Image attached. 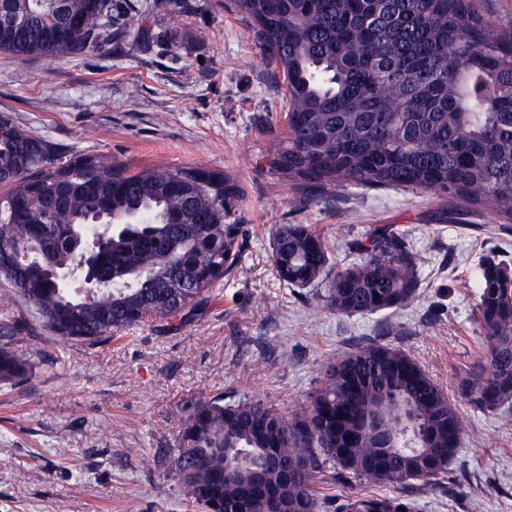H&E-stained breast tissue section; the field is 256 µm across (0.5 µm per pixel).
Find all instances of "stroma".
Returning <instances> with one entry per match:
<instances>
[{"instance_id": "1", "label": "stroma", "mask_w": 512, "mask_h": 512, "mask_svg": "<svg viewBox=\"0 0 512 512\" xmlns=\"http://www.w3.org/2000/svg\"><path fill=\"white\" fill-rule=\"evenodd\" d=\"M111 45L48 60L0 53V110L70 153L136 169L199 164L243 189L239 259L186 324L144 323L77 350L48 335L19 343L25 384H0V512H196L167 468L187 400L217 393L303 411L325 364L380 341L405 351L456 404L458 456L435 483L399 489L317 474L316 512L350 498H398L409 512H512V416L481 413L459 393L480 353L474 269L512 265V224L433 191L349 184L306 198L268 161L284 135L288 94L231 0H130ZM309 224L336 268L354 242L391 224L419 258L408 304L376 314L328 309L326 285L279 280L272 233Z\"/></svg>"}]
</instances>
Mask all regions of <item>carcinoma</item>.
<instances>
[{"instance_id":"obj_1","label":"carcinoma","mask_w":512,"mask_h":512,"mask_svg":"<svg viewBox=\"0 0 512 512\" xmlns=\"http://www.w3.org/2000/svg\"><path fill=\"white\" fill-rule=\"evenodd\" d=\"M233 0L267 57L282 68L290 107L269 168L310 198L347 183L433 190L451 204L490 207L512 224V31L495 29L472 0ZM123 0H0V53L52 59L112 40ZM230 174L157 163L132 170L94 153L66 154L0 112V267L4 296L24 308L0 322V383L17 385L33 366L14 344L43 331L78 349L141 323L189 321L232 270L238 254ZM357 261L335 269L310 224H281L272 257L280 281H329L327 307L374 314L416 297L417 254L390 226L357 243ZM100 284L66 287L54 271ZM483 356L461 395L484 413L512 410V267L491 258L474 270ZM402 399L423 445L393 459L363 431L388 415L394 434ZM170 467L185 501L205 512H315L311 483L333 460L374 484L407 488L448 473L464 422L444 391L402 350L372 342L327 363L321 387L293 417L275 405L215 394L190 399ZM302 461L295 478L270 458ZM347 512H407L360 499Z\"/></svg>"}]
</instances>
